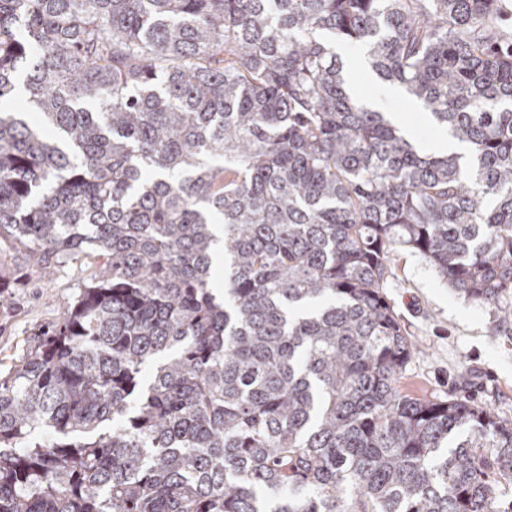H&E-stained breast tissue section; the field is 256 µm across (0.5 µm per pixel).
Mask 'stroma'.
I'll list each match as a JSON object with an SVG mask.
<instances>
[{"instance_id":"obj_1","label":"stroma","mask_w":512,"mask_h":512,"mask_svg":"<svg viewBox=\"0 0 512 512\" xmlns=\"http://www.w3.org/2000/svg\"><path fill=\"white\" fill-rule=\"evenodd\" d=\"M335 48L362 100L382 98L384 112L401 114L402 130L417 145L443 135L416 100L376 78L361 44L339 42ZM389 268L383 293L414 346L402 388L428 398L470 399L512 421V319L499 320L464 300L418 252L395 250ZM91 273L83 262L66 261L44 275L31 267L23 248L0 239V375L19 365L41 331L59 321Z\"/></svg>"}]
</instances>
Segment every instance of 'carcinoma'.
<instances>
[{
	"label": "carcinoma",
	"instance_id": "1",
	"mask_svg": "<svg viewBox=\"0 0 512 512\" xmlns=\"http://www.w3.org/2000/svg\"><path fill=\"white\" fill-rule=\"evenodd\" d=\"M504 8L0 0V237L104 259L0 377V512H512V421L402 392L383 293L407 248L512 316ZM325 35L471 163L357 100Z\"/></svg>",
	"mask_w": 512,
	"mask_h": 512
}]
</instances>
